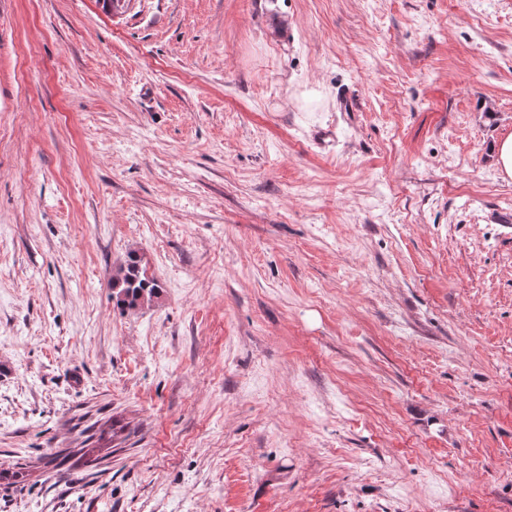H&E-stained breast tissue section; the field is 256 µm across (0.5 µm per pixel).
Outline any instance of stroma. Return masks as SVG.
Returning <instances> with one entry per match:
<instances>
[{
    "mask_svg": "<svg viewBox=\"0 0 512 512\" xmlns=\"http://www.w3.org/2000/svg\"><path fill=\"white\" fill-rule=\"evenodd\" d=\"M510 135L512 0H0V512H512ZM159 288L157 280L148 276L133 256L112 277V298L122 307L135 308L153 301Z\"/></svg>",
    "mask_w": 512,
    "mask_h": 512,
    "instance_id": "stroma-1",
    "label": "stroma"
}]
</instances>
